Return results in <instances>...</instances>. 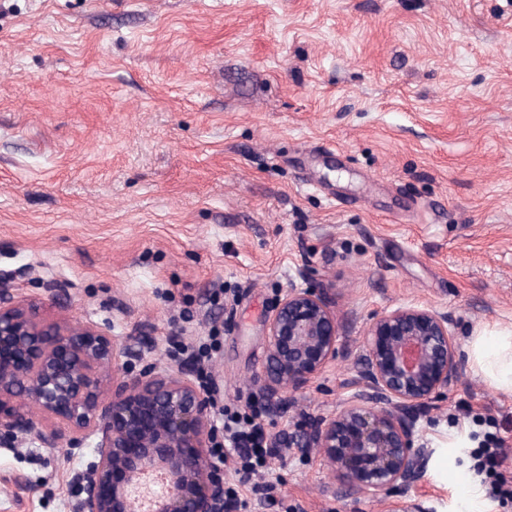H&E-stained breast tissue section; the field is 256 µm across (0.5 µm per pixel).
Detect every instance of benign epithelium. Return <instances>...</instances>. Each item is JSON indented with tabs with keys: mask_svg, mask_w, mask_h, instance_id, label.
<instances>
[{
	"mask_svg": "<svg viewBox=\"0 0 512 512\" xmlns=\"http://www.w3.org/2000/svg\"><path fill=\"white\" fill-rule=\"evenodd\" d=\"M0 288V437L46 448L93 442L81 512H137L135 486L158 470L166 485L152 512H224V469L213 461L210 401L184 367L150 364L112 393V365L127 349L93 324L50 318L46 303ZM262 391L286 404L336 359L340 332L325 286L290 283L267 320ZM452 320L403 303L374 317L350 394L283 446L321 450L339 484L386 501L410 489L429 461L416 424L458 385Z\"/></svg>",
	"mask_w": 512,
	"mask_h": 512,
	"instance_id": "1",
	"label": "benign epithelium"
}]
</instances>
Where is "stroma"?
I'll return each mask as SVG.
<instances>
[{
	"instance_id": "obj_1",
	"label": "stroma",
	"mask_w": 512,
	"mask_h": 512,
	"mask_svg": "<svg viewBox=\"0 0 512 512\" xmlns=\"http://www.w3.org/2000/svg\"><path fill=\"white\" fill-rule=\"evenodd\" d=\"M329 286L339 353L271 434L335 411L370 320L448 312L459 354L512 325V0H0V285L185 365L218 405L261 398L266 322L300 270ZM512 446V394L462 366L418 421L402 501L512 512L469 471ZM90 447L0 444V512H79ZM318 452L224 473L239 512H391L331 491Z\"/></svg>"
}]
</instances>
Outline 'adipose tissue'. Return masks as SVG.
<instances>
[{"instance_id":"obj_1","label":"adipose tissue","mask_w":512,"mask_h":512,"mask_svg":"<svg viewBox=\"0 0 512 512\" xmlns=\"http://www.w3.org/2000/svg\"><path fill=\"white\" fill-rule=\"evenodd\" d=\"M469 364L489 386L512 393V328L478 329L471 340Z\"/></svg>"}]
</instances>
